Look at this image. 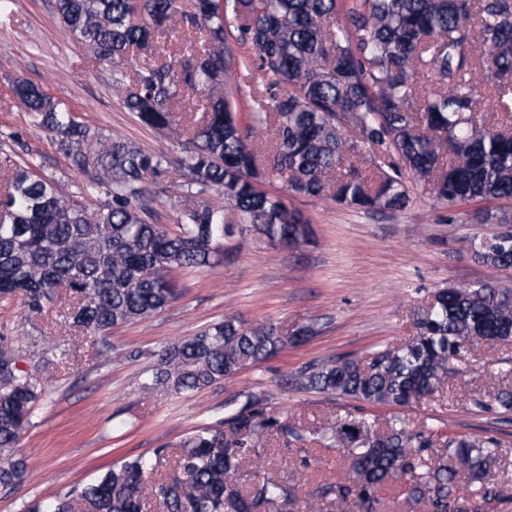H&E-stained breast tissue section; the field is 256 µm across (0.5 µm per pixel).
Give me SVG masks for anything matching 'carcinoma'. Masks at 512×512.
<instances>
[{
  "label": "carcinoma",
  "mask_w": 512,
  "mask_h": 512,
  "mask_svg": "<svg viewBox=\"0 0 512 512\" xmlns=\"http://www.w3.org/2000/svg\"><path fill=\"white\" fill-rule=\"evenodd\" d=\"M60 23L112 67V86L136 121L182 146L175 185L177 229L151 221L144 185L165 180L170 160L117 133L106 135L38 84L12 93L86 181L46 176L24 157L0 166V302L18 300L25 320L57 331L106 334L161 312L179 296L175 273L224 262L233 234L213 190L270 243L297 247L309 220L263 188L398 212L423 188L450 208L512 200V0H55ZM180 44L160 50L162 38ZM251 51L237 57L230 41ZM149 61L128 73L137 56ZM257 81L228 85L237 66ZM251 103L249 121L239 100ZM264 128L272 141L256 140ZM373 151L372 175L359 169ZM475 259L512 270V236L468 240ZM415 332L369 358L344 355L297 371L295 385L359 403L327 425L304 428L265 399L153 456L128 458L93 481L29 512H299L296 485L269 469L260 449L306 436L342 451L348 472L316 488L310 512H384L392 490L421 512L506 509L496 480L508 448L495 436L446 433L365 407H405L465 377L467 353L512 334V288L452 285L433 292ZM272 323L236 316L165 347L142 387L170 393L208 388L299 342ZM46 331L0 336V488L21 485L27 458L15 451L48 394L46 369L73 354L47 347ZM25 343L33 366L18 367ZM512 413V387L472 399ZM469 488V496L460 491Z\"/></svg>",
  "instance_id": "1"
}]
</instances>
